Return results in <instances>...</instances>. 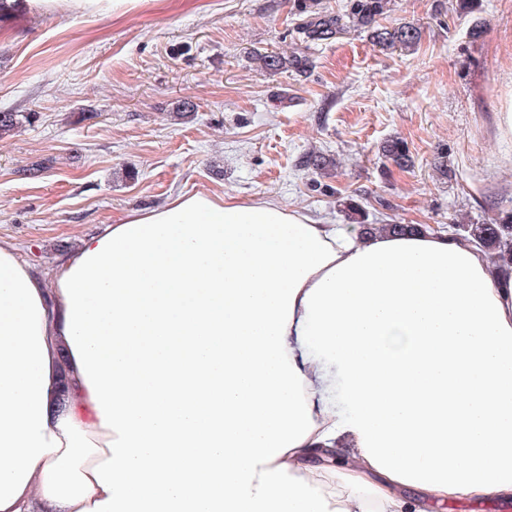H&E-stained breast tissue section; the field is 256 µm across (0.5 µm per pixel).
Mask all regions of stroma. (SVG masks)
<instances>
[{
	"label": "stroma",
	"instance_id": "35a3bbf8",
	"mask_svg": "<svg viewBox=\"0 0 512 512\" xmlns=\"http://www.w3.org/2000/svg\"><path fill=\"white\" fill-rule=\"evenodd\" d=\"M8 3L0 111L22 125L0 136V238L42 276L82 237L181 193L272 198L322 224L346 223V198L371 224L512 217V142L496 123L512 95V0H392L386 24L421 40L387 53L351 29L308 41L297 0H141L120 16ZM258 52L311 66L266 71ZM395 137L408 170L379 151ZM309 152L337 168L301 166Z\"/></svg>",
	"mask_w": 512,
	"mask_h": 512
}]
</instances>
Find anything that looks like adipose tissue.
Wrapping results in <instances>:
<instances>
[{
	"label": "adipose tissue",
	"mask_w": 512,
	"mask_h": 512,
	"mask_svg": "<svg viewBox=\"0 0 512 512\" xmlns=\"http://www.w3.org/2000/svg\"><path fill=\"white\" fill-rule=\"evenodd\" d=\"M512 506V283L470 240L184 193L48 280L0 239V512Z\"/></svg>",
	"instance_id": "obj_1"
}]
</instances>
